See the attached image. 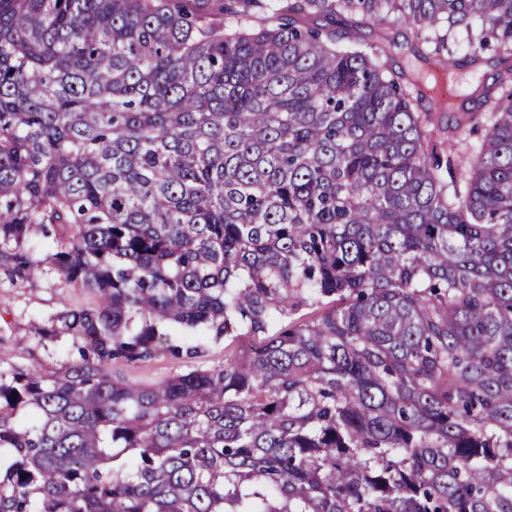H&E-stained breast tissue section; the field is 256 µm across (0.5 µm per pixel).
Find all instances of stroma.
Returning a JSON list of instances; mask_svg holds the SVG:
<instances>
[{
	"label": "stroma",
	"mask_w": 512,
	"mask_h": 512,
	"mask_svg": "<svg viewBox=\"0 0 512 512\" xmlns=\"http://www.w3.org/2000/svg\"><path fill=\"white\" fill-rule=\"evenodd\" d=\"M95 298L83 288H68L53 272H45L32 283L15 286L0 275V354L7 364L38 368L49 372L63 370L77 356L78 342L72 336H46L45 328L67 308L93 305ZM224 346L206 343L200 357L174 360L159 356L130 367L115 365L116 378L141 383L155 382L190 369L222 364Z\"/></svg>",
	"instance_id": "obj_1"
}]
</instances>
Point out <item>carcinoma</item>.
<instances>
[{"label":"carcinoma","instance_id":"cac0c4a2","mask_svg":"<svg viewBox=\"0 0 512 512\" xmlns=\"http://www.w3.org/2000/svg\"><path fill=\"white\" fill-rule=\"evenodd\" d=\"M400 23L505 54L475 107L361 49ZM45 264L95 304L0 368V512H512V0H0V274ZM224 362V342L205 344L203 353L196 359L174 360L168 356H158L149 362L135 367L117 364L111 373L117 379L141 383L155 382L172 375L187 372L190 369L209 368Z\"/></svg>","mask_w":512,"mask_h":512}]
</instances>
